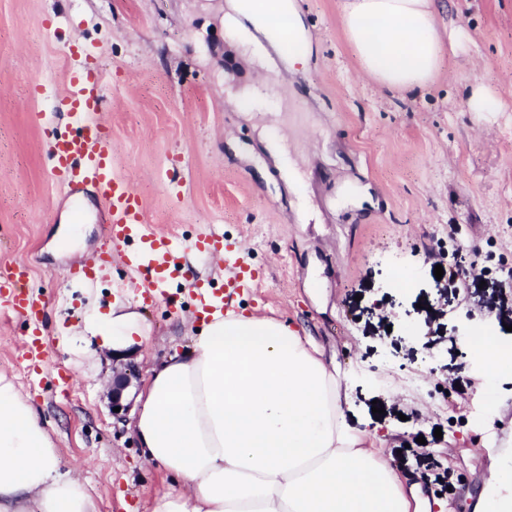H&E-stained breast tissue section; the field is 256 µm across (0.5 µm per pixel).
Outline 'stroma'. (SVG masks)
<instances>
[{"label": "stroma", "mask_w": 512, "mask_h": 512, "mask_svg": "<svg viewBox=\"0 0 512 512\" xmlns=\"http://www.w3.org/2000/svg\"><path fill=\"white\" fill-rule=\"evenodd\" d=\"M297 3L313 51L292 75L255 31L227 28V0H0V265L28 264L55 340L30 374L27 323L0 317V370L99 512H145L179 490L143 458L130 417L113 416L110 393L119 374L140 390L155 362L191 345L199 317L176 280L144 303L117 260L95 283L68 277L106 235L93 198L75 224L51 174L50 140L72 130L61 100L76 54L107 75L112 157L149 224L185 245L203 233L242 242L263 288L238 308L303 326L336 358L351 419L371 422L400 476L446 512H476L512 449V378L485 379L459 342L487 330L512 345V0H454L445 26L463 48L409 93L363 74L341 0ZM41 84L50 95L31 99ZM478 85L500 111H469ZM118 295L149 328L121 362L84 324ZM60 366L73 375L66 396Z\"/></svg>", "instance_id": "1"}]
</instances>
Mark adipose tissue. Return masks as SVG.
Returning <instances> with one entry per match:
<instances>
[{
  "label": "adipose tissue",
  "mask_w": 512,
  "mask_h": 512,
  "mask_svg": "<svg viewBox=\"0 0 512 512\" xmlns=\"http://www.w3.org/2000/svg\"><path fill=\"white\" fill-rule=\"evenodd\" d=\"M230 22L250 23L279 47L289 72L312 46L296 0H230ZM440 0H342L340 24L362 72L378 86L433 83L460 44L440 26ZM86 330L123 360L149 339L138 312L115 299L91 307ZM486 378L512 373V352L487 333L463 337ZM334 360L291 322L214 312L189 351L153 366L133 430L147 461L180 491L147 512H430L376 452L377 434L347 414ZM57 449L12 375L0 371V512H98L85 483L59 473Z\"/></svg>",
  "instance_id": "1"
}]
</instances>
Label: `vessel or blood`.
Returning a JSON list of instances; mask_svg holds the SVG:
<instances>
[{"label":"vessel or blood","mask_w":512,"mask_h":512,"mask_svg":"<svg viewBox=\"0 0 512 512\" xmlns=\"http://www.w3.org/2000/svg\"><path fill=\"white\" fill-rule=\"evenodd\" d=\"M107 83L89 58L73 57L64 101L77 128L75 136L52 144V175L68 188L74 198L93 193L105 216L110 247L95 264L70 270V278L94 280L112 260H120L141 280L136 290L146 301L162 295L167 282L179 274L185 249L171 235L150 228L144 204L130 181L112 162V136L99 112ZM137 250H129L130 242ZM193 247L222 256L224 301L232 303L242 295L257 294L260 275L247 262L239 243L209 234L198 237ZM29 268L12 263L0 268V313L24 317L29 332L22 358L30 372H38L51 353L46 328L48 301L34 289L24 287Z\"/></svg>","instance_id":"vessel-or-blood-1"}]
</instances>
